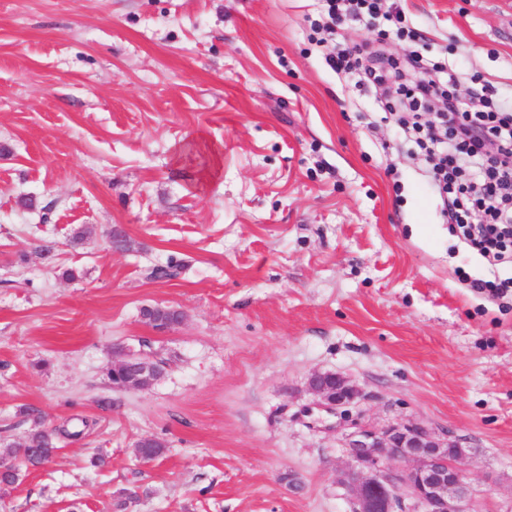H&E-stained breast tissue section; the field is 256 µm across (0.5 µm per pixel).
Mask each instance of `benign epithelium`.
<instances>
[{
    "mask_svg": "<svg viewBox=\"0 0 512 512\" xmlns=\"http://www.w3.org/2000/svg\"><path fill=\"white\" fill-rule=\"evenodd\" d=\"M112 371L128 372L113 388L142 390L163 376L164 366L141 351L123 352L112 362ZM308 389L329 414L360 398L347 378L330 371L313 372ZM343 440L351 458L345 483L353 512H471L469 457L448 456V442L427 426L414 423L380 431L350 417ZM390 460L405 466L393 468Z\"/></svg>",
    "mask_w": 512,
    "mask_h": 512,
    "instance_id": "obj_1",
    "label": "benign epithelium"
}]
</instances>
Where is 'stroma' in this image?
Returning <instances> with one entry per match:
<instances>
[{
  "mask_svg": "<svg viewBox=\"0 0 512 512\" xmlns=\"http://www.w3.org/2000/svg\"><path fill=\"white\" fill-rule=\"evenodd\" d=\"M399 6L405 36L363 20L334 42L447 61L462 97L487 85L512 104V0ZM325 12L0 0V452L91 424L21 467L0 512H115L134 487L126 512H351L316 371L354 382L352 415L378 429L473 449V512H512V294L471 286L512 267L448 224L381 88L330 67ZM157 305L184 322L157 331ZM129 349L163 377L114 389ZM145 437L167 444L149 463Z\"/></svg>",
  "mask_w": 512,
  "mask_h": 512,
  "instance_id": "35a3bbf8",
  "label": "stroma"
}]
</instances>
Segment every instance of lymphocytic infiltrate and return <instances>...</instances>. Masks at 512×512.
<instances>
[{"mask_svg": "<svg viewBox=\"0 0 512 512\" xmlns=\"http://www.w3.org/2000/svg\"><path fill=\"white\" fill-rule=\"evenodd\" d=\"M329 26L384 16L402 26L401 11L382 0H327ZM368 78L383 88L385 108L411 119L432 162V179L451 223L482 257L512 259V113L486 93L462 100L455 74L436 80L416 53L378 56Z\"/></svg>", "mask_w": 512, "mask_h": 512, "instance_id": "obj_1", "label": "lymphocytic infiltrate"}]
</instances>
